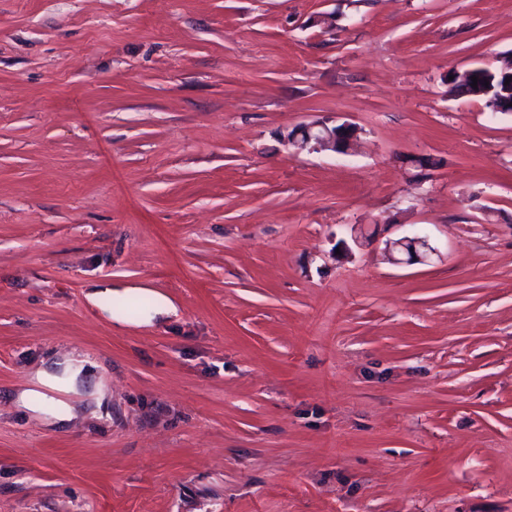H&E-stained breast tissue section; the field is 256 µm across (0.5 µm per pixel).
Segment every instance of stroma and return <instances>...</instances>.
I'll return each instance as SVG.
<instances>
[{
  "instance_id": "35a3bbf8",
  "label": "stroma",
  "mask_w": 512,
  "mask_h": 512,
  "mask_svg": "<svg viewBox=\"0 0 512 512\" xmlns=\"http://www.w3.org/2000/svg\"><path fill=\"white\" fill-rule=\"evenodd\" d=\"M505 56L512 0H0V512H512ZM72 354L100 408L17 404ZM358 134V127L351 123L329 126L315 121L295 128L287 135L286 144L297 150L309 148L345 154L353 149Z\"/></svg>"
}]
</instances>
